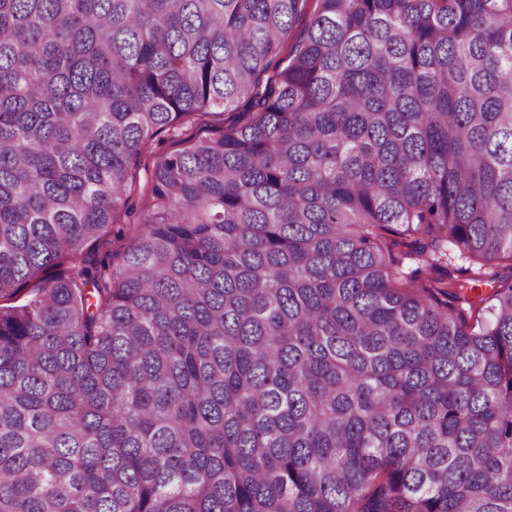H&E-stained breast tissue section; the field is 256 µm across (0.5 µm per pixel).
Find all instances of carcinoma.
Segmentation results:
<instances>
[{
    "instance_id": "1",
    "label": "carcinoma",
    "mask_w": 512,
    "mask_h": 512,
    "mask_svg": "<svg viewBox=\"0 0 512 512\" xmlns=\"http://www.w3.org/2000/svg\"><path fill=\"white\" fill-rule=\"evenodd\" d=\"M26 289L0 512H512V0H0ZM235 115V112H223L197 120L185 121L175 132L164 131L153 139V153L144 155L132 169L134 190L130 198V205L134 208V213L131 215L122 213L117 217L116 224H112L108 237L112 238V252L125 250L129 242L128 235L120 238L116 232L119 229L126 231L127 224L136 222L139 211L148 198L153 166L157 158L179 153L199 137L208 136L223 127L230 126Z\"/></svg>"
}]
</instances>
